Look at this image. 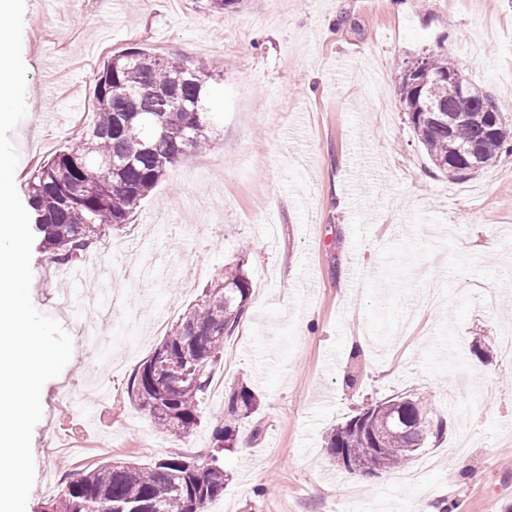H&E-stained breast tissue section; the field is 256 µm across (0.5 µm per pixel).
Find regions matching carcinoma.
I'll list each match as a JSON object with an SVG mask.
<instances>
[{
    "mask_svg": "<svg viewBox=\"0 0 512 512\" xmlns=\"http://www.w3.org/2000/svg\"><path fill=\"white\" fill-rule=\"evenodd\" d=\"M205 9L222 16L247 0H204ZM415 72H399L403 112L433 166L465 179L467 149L475 147L484 169L512 155V128L498 102L473 84L452 57L438 51L414 62ZM199 66L129 48L103 62L94 88L95 119L75 144L35 165L28 180L35 204V230L47 256L71 266L96 250L106 233L127 224L169 167L209 145L208 129L218 109L203 105L219 99ZM244 264L224 273L172 325L152 355L138 368L128 394L172 437L186 438L200 423L199 399L210 388L213 365L224 352L251 299ZM256 408L245 386L225 393L224 411L213 431V446L198 459L169 450L149 466L106 461L65 478L43 512H204L224 496V450L236 442V424ZM422 399L394 397L371 406L366 426L354 419L327 432L324 443L334 462L369 455L372 439L384 448L379 469L398 470L417 457L428 438L445 433Z\"/></svg>",
    "mask_w": 512,
    "mask_h": 512,
    "instance_id": "1",
    "label": "carcinoma"
}]
</instances>
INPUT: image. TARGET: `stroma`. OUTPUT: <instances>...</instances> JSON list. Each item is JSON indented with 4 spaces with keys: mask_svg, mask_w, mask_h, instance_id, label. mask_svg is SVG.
Returning a JSON list of instances; mask_svg holds the SVG:
<instances>
[{
    "mask_svg": "<svg viewBox=\"0 0 512 512\" xmlns=\"http://www.w3.org/2000/svg\"><path fill=\"white\" fill-rule=\"evenodd\" d=\"M25 0L27 114L12 133L15 185L91 124L103 61L129 47L201 65L224 89L206 152L168 169L124 229L107 267L127 287L125 317L77 336L94 277L68 306L31 254V300L72 336L61 374L41 391L32 433L37 512L83 458L154 461L170 449L129 383L171 324L225 265L243 262L249 307L214 370L247 385L256 411L246 447L224 454L229 479L212 512H512V156L465 180L439 172L409 129L402 68L444 49L512 108V0H249L216 17L203 0ZM474 249L463 251L461 239ZM174 257L141 281L142 261ZM480 337L486 352L470 347ZM366 342L352 351L355 338ZM93 400L56 401L66 384ZM425 397L447 425L402 471L351 473L326 432L368 405ZM223 394L179 441L210 448ZM465 461L455 470V456Z\"/></svg>",
    "mask_w": 512,
    "mask_h": 512,
    "instance_id": "obj_1",
    "label": "stroma"
}]
</instances>
